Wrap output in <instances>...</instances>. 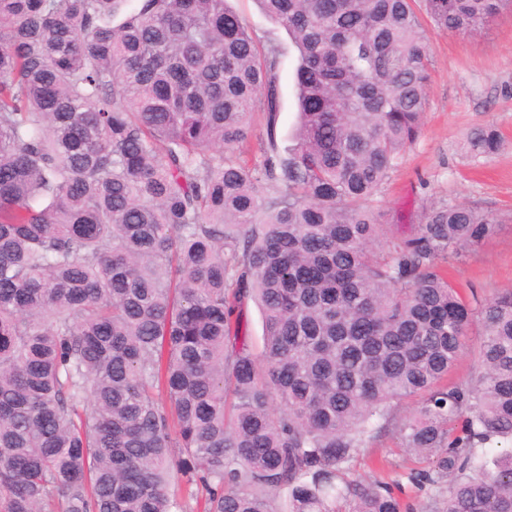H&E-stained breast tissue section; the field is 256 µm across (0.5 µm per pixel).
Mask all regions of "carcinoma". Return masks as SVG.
I'll list each match as a JSON object with an SVG mask.
<instances>
[{
  "instance_id": "obj_1",
  "label": "carcinoma",
  "mask_w": 512,
  "mask_h": 512,
  "mask_svg": "<svg viewBox=\"0 0 512 512\" xmlns=\"http://www.w3.org/2000/svg\"><path fill=\"white\" fill-rule=\"evenodd\" d=\"M227 2L0 0V512H403L351 475L384 433L425 512H512V289L445 268L496 220L374 215L422 129L416 0H258L298 52L283 150L282 49ZM423 5L473 33L512 0Z\"/></svg>"
}]
</instances>
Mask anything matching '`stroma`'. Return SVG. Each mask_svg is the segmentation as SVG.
I'll return each mask as SVG.
<instances>
[{"label": "stroma", "mask_w": 512, "mask_h": 512, "mask_svg": "<svg viewBox=\"0 0 512 512\" xmlns=\"http://www.w3.org/2000/svg\"><path fill=\"white\" fill-rule=\"evenodd\" d=\"M258 37L277 42L283 52L279 147L291 145L296 121L290 78L296 52L286 31L270 23L255 0H229ZM432 49L427 108L419 139L402 153L375 204L379 224L408 228L423 208L471 204L492 213L493 235L463 249L448 269L464 296L492 298L512 288V6L501 9L481 33L470 36L426 26ZM491 127L502 145L490 158L472 157L467 140ZM419 465L393 435L378 438L353 469L364 479H407Z\"/></svg>", "instance_id": "stroma-1"}]
</instances>
